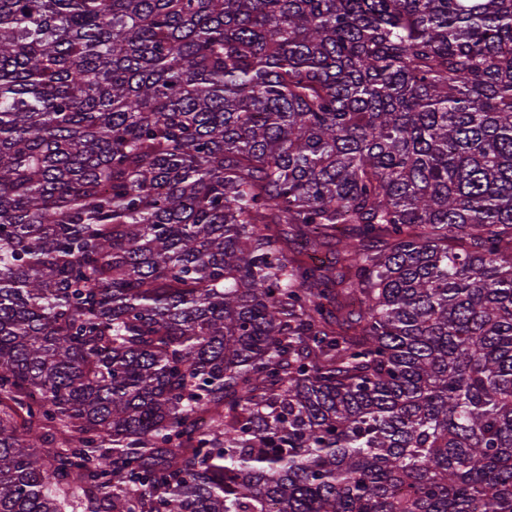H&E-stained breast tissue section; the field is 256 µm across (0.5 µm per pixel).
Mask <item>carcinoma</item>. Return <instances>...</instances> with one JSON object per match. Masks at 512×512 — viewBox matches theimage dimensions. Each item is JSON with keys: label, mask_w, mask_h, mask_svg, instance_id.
Instances as JSON below:
<instances>
[{"label": "carcinoma", "mask_w": 512, "mask_h": 512, "mask_svg": "<svg viewBox=\"0 0 512 512\" xmlns=\"http://www.w3.org/2000/svg\"><path fill=\"white\" fill-rule=\"evenodd\" d=\"M0 512H512V0H0Z\"/></svg>", "instance_id": "obj_1"}]
</instances>
